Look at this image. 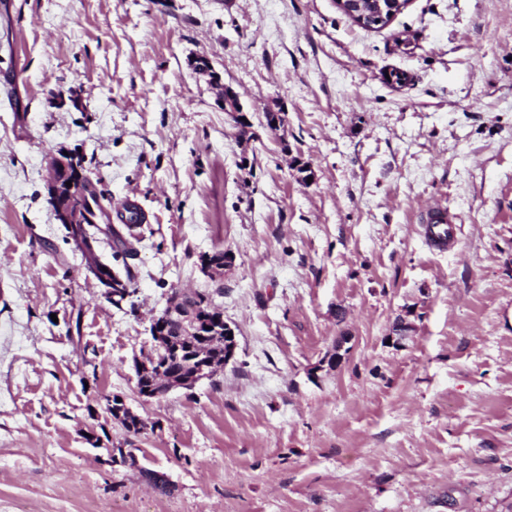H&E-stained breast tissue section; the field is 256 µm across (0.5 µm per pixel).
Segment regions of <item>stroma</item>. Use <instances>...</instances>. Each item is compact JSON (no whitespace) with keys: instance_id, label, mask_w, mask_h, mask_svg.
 <instances>
[{"instance_id":"1","label":"stroma","mask_w":512,"mask_h":512,"mask_svg":"<svg viewBox=\"0 0 512 512\" xmlns=\"http://www.w3.org/2000/svg\"><path fill=\"white\" fill-rule=\"evenodd\" d=\"M59 151L145 215L98 243L130 305L48 203ZM177 291L211 292L236 358L146 401L133 359ZM0 512H512V0L380 31L334 0H0ZM192 67L200 76L205 77L211 86L220 89L219 97L224 107V112H227L236 126H240V123L245 120L246 116L243 113V107L237 93L222 82L220 75L213 70L209 59L206 57H197L193 61ZM427 224L432 225L429 229L434 231L433 235H430L435 239H447L451 238L453 232L452 217L448 214V211L442 207L436 206L427 210ZM433 225H436L433 227ZM436 229V230H435Z\"/></svg>"}]
</instances>
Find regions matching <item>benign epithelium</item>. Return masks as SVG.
Returning a JSON list of instances; mask_svg holds the SVG:
<instances>
[{
	"label": "benign epithelium",
	"mask_w": 512,
	"mask_h": 512,
	"mask_svg": "<svg viewBox=\"0 0 512 512\" xmlns=\"http://www.w3.org/2000/svg\"><path fill=\"white\" fill-rule=\"evenodd\" d=\"M410 3L411 0H370L372 9L364 12L357 5V0H336L337 7L345 16L367 30H378L388 26ZM192 67L200 76L206 78L211 86L220 89V100L224 111L232 118L235 125H240L244 121V113L238 95L222 82L220 75L213 70L209 59L198 57L193 61ZM68 181L72 182V186L66 185ZM48 191L50 205L58 215L59 221L70 228H83L82 233L74 238V242L85 258L88 271L94 275L97 274L98 269L104 267V264L95 252L94 243L97 242V237L88 229L87 208L90 204L92 185L71 156L62 152L51 155ZM228 263L229 255L220 251L202 257L203 269L214 277L221 275ZM130 295V284L115 275L112 276V287L104 289V296L112 300L122 296L127 298ZM212 312H214L212 308L202 311L186 309L179 304V301L174 300L160 314L152 318L150 336L153 353L143 360H134V369L142 374L155 372L159 390L145 391L141 396L154 398L177 388L191 389L200 380L211 376L217 369L216 360L203 351L194 360L189 373L182 372L175 376L164 374V368L160 363L169 356H178L179 353V350L173 348V338L169 335V329L173 325L178 326L179 333L185 336H201L203 329L206 328L208 335L224 337V363L227 364L235 358L237 340L229 337V332L233 331V328L224 322L223 314L212 317L210 316Z\"/></svg>",
	"instance_id": "7a95c632"
}]
</instances>
